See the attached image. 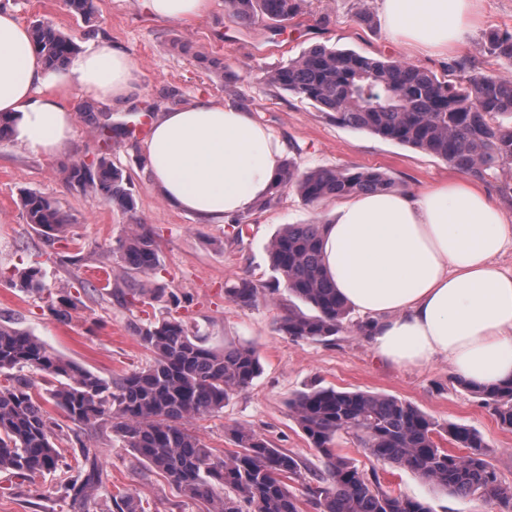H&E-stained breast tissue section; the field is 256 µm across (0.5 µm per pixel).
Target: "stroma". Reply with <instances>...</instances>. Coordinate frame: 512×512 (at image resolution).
<instances>
[{"mask_svg":"<svg viewBox=\"0 0 512 512\" xmlns=\"http://www.w3.org/2000/svg\"><path fill=\"white\" fill-rule=\"evenodd\" d=\"M26 26L52 22L72 37L78 50L109 42L137 57V92L126 104L112 107L116 123L152 124L163 112L201 101L242 108L280 137L287 158L299 170L360 167L386 173L397 192H417L457 177L442 159L383 140L365 131L336 124L298 97L270 86L268 72L314 45L348 49L373 57L407 60L436 74L460 78L457 61L472 69L512 76V67L484 54L490 31L512 32V0H477L481 22L457 53L436 58L391 42L377 0H302L301 11L281 31L265 24L242 26L229 16L224 0H212L209 14L191 23L161 21L149 13L146 0H94V28L70 13L63 0H0ZM220 68H211V60ZM144 135L117 138L111 159L134 183L135 209L126 213L91 193L76 191L66 180L74 164L91 160L98 136L75 122L66 152L58 157L32 154L13 139L0 141V319L30 331L48 351L105 379L119 377L147 363L135 326L168 315L197 326L208 344L229 341L252 344L262 371L252 386L235 394L219 416L197 421L205 444L225 455L233 451L228 429L244 425L263 433L279 448L301 455L310 467L319 461L293 420L288 402L310 387L361 390L396 396L442 423L453 422L479 432L490 446L489 460L502 481L512 484V431L498 423L492 410L461 386L448 363L403 368L377 357L355 325L331 341L295 340L279 332L288 310L305 311L304 303L275 285L266 245L287 224L332 219L339 204L328 198L305 204L291 189L265 211L244 214V230L233 222L207 224L193 214L170 207L154 187L143 152ZM36 192L53 198L69 224L61 240L47 246L27 224L20 200ZM144 225L156 241L160 265L143 283L163 289L162 298L124 304L130 281L119 267L115 248L133 225ZM38 267L46 290L25 293L15 286L19 271ZM265 284L263 296L242 307L226 296L239 279ZM70 294L76 302L68 323L48 311L49 297ZM107 475L106 484L89 504L105 512L107 495L127 490L147 512H206L204 503L180 495L155 470L140 462L110 427L90 440ZM338 449L357 466L376 468L383 487L425 501L432 512H499L482 498L458 497L429 489L412 472L391 465L372 466L362 448L339 439ZM0 512H72L60 497L52 475L25 479L0 473Z\"/></svg>","mask_w":512,"mask_h":512,"instance_id":"stroma-1","label":"stroma"}]
</instances>
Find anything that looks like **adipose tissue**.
Instances as JSON below:
<instances>
[{
  "label": "adipose tissue",
  "mask_w": 512,
  "mask_h": 512,
  "mask_svg": "<svg viewBox=\"0 0 512 512\" xmlns=\"http://www.w3.org/2000/svg\"><path fill=\"white\" fill-rule=\"evenodd\" d=\"M388 37L445 57L477 27L475 0H378ZM138 59L103 43L48 71L29 30L0 7V113L35 155L71 139L73 91L118 106ZM154 186L172 207L221 222L272 192L285 147L243 109L199 102L163 113L144 141ZM512 249L503 207L467 178L418 193L374 192L342 202L322 235L321 259L336 291L370 322L376 354L399 366L443 360L476 386L512 383Z\"/></svg>",
  "instance_id": "ef3b65f1"
}]
</instances>
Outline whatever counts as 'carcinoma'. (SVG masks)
I'll use <instances>...</instances> for the list:
<instances>
[{"label":"carcinoma","mask_w":512,"mask_h":512,"mask_svg":"<svg viewBox=\"0 0 512 512\" xmlns=\"http://www.w3.org/2000/svg\"><path fill=\"white\" fill-rule=\"evenodd\" d=\"M302 0H224L231 16L243 23L266 22L272 28L293 19ZM85 24L94 17L93 0H64ZM31 39L47 69L63 67L76 52L73 40L49 21L30 27ZM482 52L512 63V32H491ZM267 82L323 111L339 125L368 131L446 161L457 171L492 181L512 200V78L501 75L452 80L426 68L394 59L368 57L352 50L315 45L268 73ZM81 121L100 138L99 154L68 169L67 180L89 189L126 212L135 208L134 187L112 163V134L135 136V128L112 125V114L92 103L78 110ZM292 187L303 202L346 199L363 192H389L391 179L371 168H318L299 171L283 162L274 195L258 205L266 210ZM27 223L49 243L68 224L57 202L29 192L21 197ZM325 223L288 224L268 245L276 282L307 303L314 314L288 312L279 330L293 339L326 341L341 332L350 307L327 277L320 256ZM124 273H149L158 267L153 236L137 224L118 241ZM23 292L44 290L38 268L22 271L15 283ZM262 285L243 278L225 289L241 306L258 300ZM75 302L61 295L49 305L56 321L67 323ZM150 353L145 366L105 380L49 352L30 332L0 324V472L18 477L60 473L59 487L73 512L104 485V472L87 444L91 432L111 425L112 434L134 455L162 473L184 495L209 504L208 512H301L288 482L304 478L305 463L290 450L275 447L250 428L228 429L236 450L219 456L188 424L214 416L231 396L247 390L261 372L257 349L230 343L207 345L199 331L175 316L136 328ZM42 377L45 391L71 426L65 428L43 409L35 384L22 374ZM466 389L490 407L500 425L512 429V384ZM289 408L309 447L324 467L305 482L308 501L319 512H430L426 502L382 488L376 468L365 471L337 450V439L359 441L369 461L414 472L434 491L467 497L478 494L512 512V485L502 481L488 460V443L465 426L440 423L394 396L359 390L313 388L290 399ZM448 439L467 449L456 455L439 445ZM77 446L81 460L72 468L58 451ZM222 486L228 493L218 496ZM108 512H145L135 495H110Z\"/></svg>","instance_id":"1"}]
</instances>
